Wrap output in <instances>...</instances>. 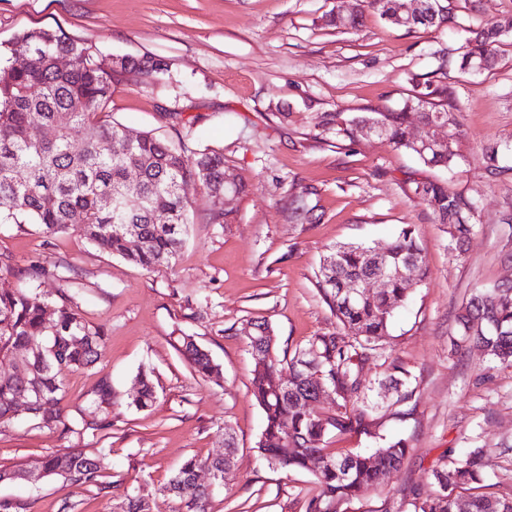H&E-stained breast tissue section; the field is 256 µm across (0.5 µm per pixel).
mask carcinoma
<instances>
[{
  "mask_svg": "<svg viewBox=\"0 0 512 512\" xmlns=\"http://www.w3.org/2000/svg\"><path fill=\"white\" fill-rule=\"evenodd\" d=\"M347 0H337L336 11L326 23L338 28L361 26L364 8L380 12L387 20L395 14L396 0H365L356 15L341 14ZM444 0H431L430 17L418 28L448 22ZM501 36L489 25L465 40L460 47L459 67L475 70L485 62L493 67ZM68 57L69 68L61 70L56 60ZM101 53L81 40L61 31L31 29L17 35L0 49V224H36L43 234L54 236L72 225L83 228L87 238L100 250L150 271L171 264L188 237L190 191L203 185L213 198L209 224L230 223L224 209V154L175 145L150 132H141L130 141L126 128L109 119L112 81L119 74L136 69L149 78L162 70L150 59L124 57L121 64L106 68ZM420 90L399 111L375 112L384 137L394 148L415 155L428 167L448 168L460 153L462 131L448 87L419 82ZM68 122L52 140L43 138V129L55 124L60 114ZM445 125L450 146L443 152L420 149L412 140L416 124ZM360 122L344 112L329 113L322 126L336 131V137L355 140ZM84 131L79 149L71 144V132ZM500 146L485 145L482 160L489 170L501 169ZM139 171V203L127 205V170ZM415 193L432 209L438 223L448 226L451 238L460 243L471 230L477 204L448 191L433 180L415 182ZM120 202L114 207L110 200ZM141 246H130L132 236ZM62 262L35 264L16 278L0 277V357L18 363L19 370L0 377V422L18 418L15 399L38 386L41 401L34 402L29 420L48 429L95 432L112 427V384L102 380L91 399L92 410L81 412L75 424L67 423L61 407L65 371L93 366L101 357L104 335L87 325L69 288L58 289L57 300L49 302L34 288L45 277L58 275ZM387 275L388 288L366 298H353L342 287L347 281L363 282L378 274ZM426 267L414 229L406 226L385 254L376 256L361 243H344L330 249L318 271L316 285L324 302L336 317L339 331L312 337L293 352L279 351L272 326L262 318L250 319L249 343L254 360L250 394L261 409L264 427L256 442L258 456L269 468L285 474L307 472L314 478L317 493L308 498L305 512H341V506L360 493L381 488L401 470L406 443L383 441L370 453H335L327 448L329 435L342 434L353 426L368 428L373 407L361 402L365 381L361 371L377 351L378 342L388 335L393 310L404 303L425 279ZM43 346L35 356L28 346ZM475 343L502 363H512V286L504 284L490 294L472 293L459 316L457 335L450 338L457 351ZM180 353L193 372L220 381L219 366L210 353L192 336L182 337ZM291 379L283 380V371ZM139 391L133 404L138 409L152 406L157 399L151 373L138 374ZM336 401L333 413L319 414L313 403L321 391ZM225 452L216 457L186 459L162 487V494L178 499L183 512H209L214 489L224 486V465L236 452L233 434H226ZM315 456L329 464L309 466ZM43 468L75 484L104 489L100 482L105 469L102 453L85 448H66L48 455ZM219 475L214 486L197 482L200 470ZM485 462L475 449L463 463L432 470L439 494L415 498L414 512H456L455 501L465 498L470 512H512V499L486 491ZM120 512H151L148 502L132 490L125 492Z\"/></svg>",
  "mask_w": 512,
  "mask_h": 512,
  "instance_id": "cac0c4a2",
  "label": "carcinoma"
}]
</instances>
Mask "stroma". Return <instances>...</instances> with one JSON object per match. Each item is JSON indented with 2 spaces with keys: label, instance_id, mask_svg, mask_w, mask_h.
<instances>
[{
  "label": "stroma",
  "instance_id": "obj_1",
  "mask_svg": "<svg viewBox=\"0 0 512 512\" xmlns=\"http://www.w3.org/2000/svg\"><path fill=\"white\" fill-rule=\"evenodd\" d=\"M335 8L336 0H0V42L59 28L105 55L160 60L165 69L153 82L135 74L113 81V120L135 134L222 150L226 172L247 186L230 201L228 224L207 223L213 199L204 187L192 190L195 221L179 258L151 271L101 252L76 226L48 237L35 224H0V260L19 269L68 264L82 318L105 333L100 360L63 376L66 417L88 408L104 378L116 402L111 428L94 433L33 420L0 426L1 467L37 468L64 448L105 449L106 491L51 475L0 483V501L22 504V512H60L66 501L74 512H114L131 488L153 512H181L162 486L185 458L222 454L229 427L237 452L210 512H305L311 475L269 469L254 452L263 416L238 329L266 319L282 350L335 333L316 288L323 257L342 243L387 247L409 224L427 276L393 311L382 349L364 369L375 423L371 433L356 429L328 443L368 452L380 436L405 440L408 452L388 487L365 492L346 512H413L415 497L438 490L433 468L477 448L492 492L512 497V366L475 345L448 350L473 290L512 283V0H448L451 22L411 31L373 10L358 29L326 26ZM494 22L506 28L495 66L460 71L464 40ZM416 76L448 87L464 135L451 169L425 167L382 137L350 142L319 127L324 112L400 109ZM489 140L508 147L503 172L482 163ZM426 178L476 201L463 246L415 195ZM298 194L315 223H290ZM185 335L220 365V382L193 373L179 352ZM397 366L410 374L405 400L389 381ZM143 369L157 399L139 410L132 400Z\"/></svg>",
  "mask_w": 512,
  "mask_h": 512
}]
</instances>
